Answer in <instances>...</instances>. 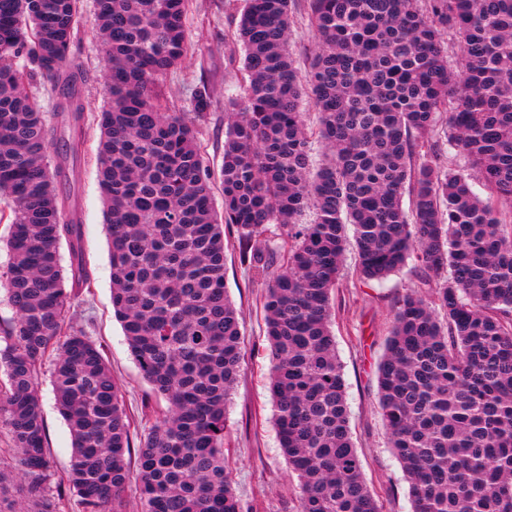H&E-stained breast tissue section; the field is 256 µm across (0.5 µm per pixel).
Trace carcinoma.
<instances>
[{
  "label": "carcinoma",
  "instance_id": "obj_1",
  "mask_svg": "<svg viewBox=\"0 0 512 512\" xmlns=\"http://www.w3.org/2000/svg\"><path fill=\"white\" fill-rule=\"evenodd\" d=\"M80 2L0 0V195L11 200L0 288L14 310L0 347V426L13 445L0 496L19 472L36 512H59L37 393L53 347L73 446L68 483L84 512L121 504L132 479L130 423L101 346L82 331L57 343L69 313L62 241L75 283L90 281L81 225L54 183L51 132L29 94L37 80L48 85L78 153L84 75L69 55ZM186 2L95 0L106 44L98 177L112 304L166 401L138 449L142 512H245L224 460L243 360L224 287L226 226L265 281L270 391L279 445L299 478L298 512H381L352 440L330 325L350 247L366 282L415 257L423 284H437L399 301L378 365L387 443L409 478L412 512H512V0H425L423 9L418 0H309L318 48L307 85L326 150L314 172L289 53L291 0H249L238 30L246 105L225 135L220 212L193 126L156 86L187 54ZM193 103L210 107L207 85ZM441 112L459 168L436 153L415 164ZM306 209L312 224L297 222Z\"/></svg>",
  "mask_w": 512,
  "mask_h": 512
}]
</instances>
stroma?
Wrapping results in <instances>:
<instances>
[{
    "mask_svg": "<svg viewBox=\"0 0 512 512\" xmlns=\"http://www.w3.org/2000/svg\"><path fill=\"white\" fill-rule=\"evenodd\" d=\"M245 0H188L185 30L189 51L182 62L159 79L171 110L183 113L198 132L203 158L212 173L224 159L227 100L243 103L244 52L237 29ZM103 42L93 20V2L84 0L70 61L86 77L83 146L68 165L60 196L76 208L83 224L85 267L92 288H70L68 325L101 343L123 396L131 436L140 439L155 422L163 398L155 393L134 360L112 308L105 229V205L97 178L96 150L100 128L96 114L103 97ZM208 83L214 95L207 111L193 109L191 93ZM224 282L242 318L245 355L234 394L227 406L224 458L232 488L246 512H295L298 480L277 440L269 391L268 342L264 321L265 285L244 264L227 234ZM422 268L409 261L401 272L363 284L353 255H346L332 293L331 326L343 366L350 427L368 486L384 512H411L409 484L386 446V429L378 398L377 367L385 351L394 310L401 298L421 285ZM38 393L48 429L53 461L51 485L65 481L71 459V436L55 408L49 370L39 375Z\"/></svg>",
    "mask_w": 512,
    "mask_h": 512,
    "instance_id": "obj_1",
    "label": "stroma"
}]
</instances>
